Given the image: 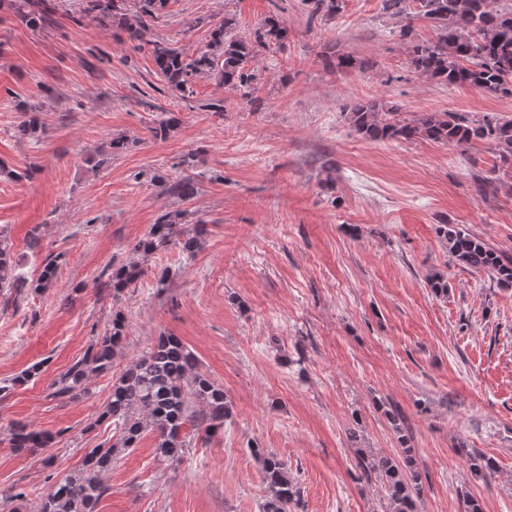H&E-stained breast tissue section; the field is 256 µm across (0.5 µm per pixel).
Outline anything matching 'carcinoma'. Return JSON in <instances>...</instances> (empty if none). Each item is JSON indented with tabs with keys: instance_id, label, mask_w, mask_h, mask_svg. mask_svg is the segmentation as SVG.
I'll return each instance as SVG.
<instances>
[{
	"instance_id": "carcinoma-1",
	"label": "carcinoma",
	"mask_w": 512,
	"mask_h": 512,
	"mask_svg": "<svg viewBox=\"0 0 512 512\" xmlns=\"http://www.w3.org/2000/svg\"><path fill=\"white\" fill-rule=\"evenodd\" d=\"M122 0H84L81 14L72 22L82 27L94 23L100 27L117 26L132 42L148 48L158 74L173 89L187 90L202 76H216L225 86L249 98L255 91L257 75L250 63L259 49L282 48L288 41V29L270 15L250 37L231 35L233 19L214 26L206 49L188 55L166 41L149 38L153 23L167 6V0H135L136 10L121 12ZM309 16L333 17L345 0H302ZM418 14L436 30L431 42L416 43L410 52L411 69L422 76L448 85H467L496 95L512 97V11H494L489 0H417ZM10 10L21 22L36 30L57 24V9L52 0H0L1 9ZM349 119L363 137L376 140H413L465 147L474 141L493 144L501 161L512 162V120L486 116L470 121L459 113L421 112L408 123L391 120L374 104L354 102L346 106ZM166 193L182 199L194 195L195 181L186 175L163 181ZM206 225H185L181 210L164 212L135 245V251L148 254L175 241L183 253L192 257L204 244ZM438 234L448 246L457 264L485 272L496 286L512 288V258L491 248L482 239L454 224H441ZM57 260L49 259L36 280L29 282L18 272L13 243L8 230L0 227V292L27 286L36 290L53 287L58 272ZM142 274L137 262L112 273L109 287L119 293ZM126 322L122 313L112 316L104 335L84 356L61 376L55 397H71L82 392L87 381L108 370L112 357L123 343ZM198 405L199 418L191 408ZM229 407L224 388L198 371V360L178 337H157L151 347L135 358L112 383L110 400L101 417L121 428L120 446L91 449L82 467L56 482L42 499L38 512H95L107 491L103 475L112 466L119 449L134 447L143 432L156 434V448L169 459L179 457L186 445L185 427L204 428L209 436L224 428ZM54 435L25 425L10 430L9 444L17 451L48 448ZM260 463L268 495L262 512H288V505L298 496V489L288 468L274 452L252 449ZM471 471L485 479L495 472L492 459L471 453ZM359 467L382 477L389 512H418V502L427 475L414 463L412 449H402V461L372 457L361 453Z\"/></svg>"
}]
</instances>
